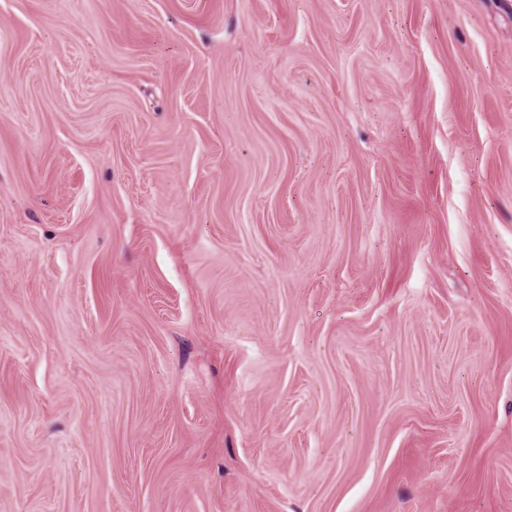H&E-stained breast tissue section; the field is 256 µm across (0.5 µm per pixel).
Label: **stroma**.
I'll return each instance as SVG.
<instances>
[{"mask_svg":"<svg viewBox=\"0 0 512 512\" xmlns=\"http://www.w3.org/2000/svg\"><path fill=\"white\" fill-rule=\"evenodd\" d=\"M0 512H512V0H0Z\"/></svg>","mask_w":512,"mask_h":512,"instance_id":"obj_1","label":"stroma"}]
</instances>
